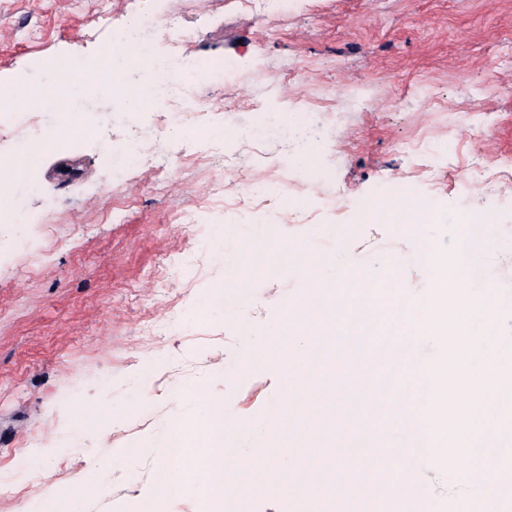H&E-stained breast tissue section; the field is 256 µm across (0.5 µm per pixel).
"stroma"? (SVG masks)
Masks as SVG:
<instances>
[{"instance_id":"stroma-1","label":"stroma","mask_w":512,"mask_h":512,"mask_svg":"<svg viewBox=\"0 0 512 512\" xmlns=\"http://www.w3.org/2000/svg\"><path fill=\"white\" fill-rule=\"evenodd\" d=\"M137 12L157 19L154 61L237 63L221 90L194 86L211 127L228 109L250 124L261 99L293 122L295 99L337 87L312 115L332 138L294 162L333 169V181L297 185L301 210L236 208L241 183L288 169L286 148L274 137L200 142L177 130L166 102L130 112L113 100L111 70L135 81L141 69L101 52ZM171 12L187 38L166 35ZM292 64L304 78L289 75ZM423 81L434 98L418 96ZM0 83L28 101L0 128V155L33 140L42 148L25 181L0 193V213L24 222L20 232L0 223V512H138L156 478L148 439L190 415L179 389L223 398L234 453L263 454L261 423L283 406L284 383L240 365L308 289L294 252L319 261L340 244L373 267L396 255L399 287L424 285L418 240L375 222L378 200L435 206L430 236L442 254L464 216L501 226L479 262L512 290V167L467 178L478 157L512 159V96L499 92L512 87V0H288L287 12L265 15L254 0H0ZM60 112L73 115L62 146L48 137ZM423 136L452 145L429 169L401 148ZM128 140L151 167L117 162L111 147ZM187 211L195 223H181ZM219 224L220 256L207 247ZM250 238L265 239L269 265L231 281ZM220 283L224 305L209 306ZM94 453L111 456L108 471L92 470ZM88 481L97 494L82 493ZM231 506L285 512L286 497L252 479Z\"/></svg>"}]
</instances>
